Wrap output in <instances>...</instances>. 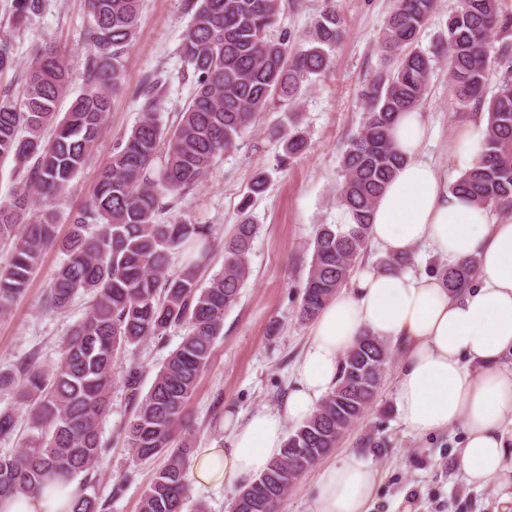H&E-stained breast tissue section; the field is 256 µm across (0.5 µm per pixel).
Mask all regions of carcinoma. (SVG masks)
<instances>
[{"instance_id":"cac0c4a2","label":"carcinoma","mask_w":512,"mask_h":512,"mask_svg":"<svg viewBox=\"0 0 512 512\" xmlns=\"http://www.w3.org/2000/svg\"><path fill=\"white\" fill-rule=\"evenodd\" d=\"M41 0H15L13 22L25 24ZM141 0H87L91 17L86 83L67 112L57 102L67 90L69 68L50 48L35 51L20 101L0 97V158L10 157L26 173L22 189L0 203V241H13V256L0 266V315L28 288L44 252L54 246L67 261L52 278L49 306L62 310L78 295L91 297L85 315L70 329L62 356L51 371L35 361L18 376L0 374V389L13 390L29 410L30 439L0 454V499L38 494L51 482H78L70 512H101L94 473L106 452L100 422L111 406L118 380L138 390L137 368L115 371L118 353L167 330L186 333L122 428L138 459L168 454L165 467L141 495L139 512H184L192 485L187 449L173 448L186 430V408L208 365L213 343L223 333L224 312L235 304L250 274L249 253L258 225L249 215L265 191L261 171L245 193L240 220L224 237V265L204 287L201 270L211 259L217 232L211 224L156 221L166 198L178 199L198 186L215 159L235 147L256 115L279 102L294 106L303 85L329 65L342 35L332 8L303 37L291 42L273 35L281 0H185L191 23L181 59L193 77V96L178 124L164 129L156 112L163 82L144 87V117L115 147L97 175L90 201L59 238L50 201L62 196L82 172L102 136L111 92L120 81L119 59L133 41ZM504 0H458L448 16V33L433 54L418 46L435 0H395L379 40L382 53L397 59L395 71L373 81L364 93V117L343 154V181L336 202L356 223L320 226L300 317L311 320L351 278L368 248L370 213L385 184L403 163L390 131L396 117L415 109L427 93L433 57L448 68V87L467 106L482 99L491 67L502 72L486 106V137L480 161L452 184L494 213H512V10ZM501 37L498 47L491 33ZM274 129L284 157L307 148L295 126ZM181 256L171 269L173 256ZM472 258L429 269L459 292L477 275ZM389 357L388 347L365 334L345 354L336 386L316 413L292 431L266 471L240 487L230 512H278L288 488L373 403Z\"/></svg>"}]
</instances>
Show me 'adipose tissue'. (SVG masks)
Returning <instances> with one entry per match:
<instances>
[{"label":"adipose tissue","instance_id":"1","mask_svg":"<svg viewBox=\"0 0 512 512\" xmlns=\"http://www.w3.org/2000/svg\"><path fill=\"white\" fill-rule=\"evenodd\" d=\"M403 164L385 186L370 217L369 240L383 252L421 245L454 264L479 260L476 284L449 294L433 273L357 269L316 317L282 406L224 422L225 445L196 449L190 477L203 489H233L265 471L286 439V422L312 416L335 383L344 354L365 333L403 342L396 404L404 426L418 433L464 425L458 465L468 484L484 486L504 473L512 455V215L499 216L452 190L448 176L426 159L430 137L420 112L402 113L391 129ZM377 485L374 468L355 453L324 467L310 512H368ZM76 484L41 495L0 501V512H63Z\"/></svg>","mask_w":512,"mask_h":512}]
</instances>
